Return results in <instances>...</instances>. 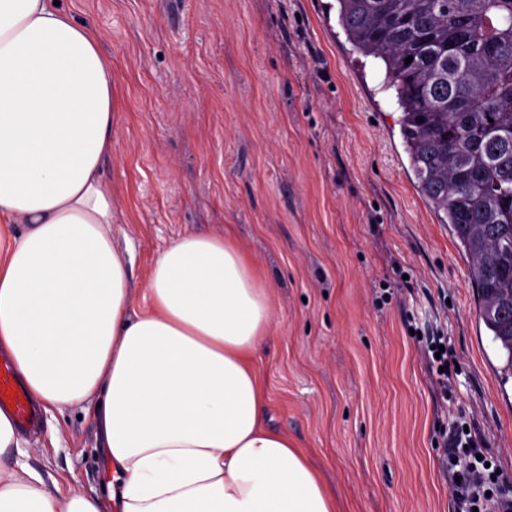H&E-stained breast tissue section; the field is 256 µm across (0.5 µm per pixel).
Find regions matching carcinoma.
<instances>
[{"label": "carcinoma", "mask_w": 512, "mask_h": 512, "mask_svg": "<svg viewBox=\"0 0 512 512\" xmlns=\"http://www.w3.org/2000/svg\"><path fill=\"white\" fill-rule=\"evenodd\" d=\"M396 91L417 188L465 252L476 315L512 377V0H338ZM411 56L410 64L405 58Z\"/></svg>", "instance_id": "obj_1"}]
</instances>
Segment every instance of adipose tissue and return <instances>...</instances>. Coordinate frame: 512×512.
<instances>
[{"label": "adipose tissue", "mask_w": 512, "mask_h": 512, "mask_svg": "<svg viewBox=\"0 0 512 512\" xmlns=\"http://www.w3.org/2000/svg\"><path fill=\"white\" fill-rule=\"evenodd\" d=\"M112 111L95 29L0 0V352L43 410L95 404L110 474L106 497L53 495L11 464L24 439L0 411V512H337L265 426L254 355L273 308L239 247L179 237L132 286L101 171Z\"/></svg>", "instance_id": "adipose-tissue-1"}]
</instances>
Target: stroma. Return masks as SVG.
<instances>
[{"instance_id": "1", "label": "stroma", "mask_w": 512, "mask_h": 512, "mask_svg": "<svg viewBox=\"0 0 512 512\" xmlns=\"http://www.w3.org/2000/svg\"><path fill=\"white\" fill-rule=\"evenodd\" d=\"M59 2L112 62L103 169L133 287L178 236L233 239L271 293L266 425L308 451L339 512H455L441 435L461 415L512 491V380L416 186L395 94L336 0ZM409 317L454 344V404L437 401ZM101 446L70 408L18 458L56 495L102 497Z\"/></svg>"}]
</instances>
